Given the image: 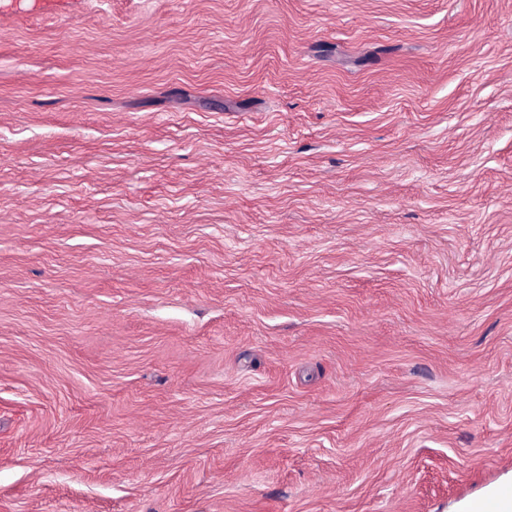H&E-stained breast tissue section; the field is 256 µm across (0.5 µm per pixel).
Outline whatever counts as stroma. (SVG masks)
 Returning <instances> with one entry per match:
<instances>
[{
  "label": "stroma",
  "instance_id": "35a3bbf8",
  "mask_svg": "<svg viewBox=\"0 0 512 512\" xmlns=\"http://www.w3.org/2000/svg\"><path fill=\"white\" fill-rule=\"evenodd\" d=\"M511 477L512 0H0V512Z\"/></svg>",
  "mask_w": 512,
  "mask_h": 512
}]
</instances>
